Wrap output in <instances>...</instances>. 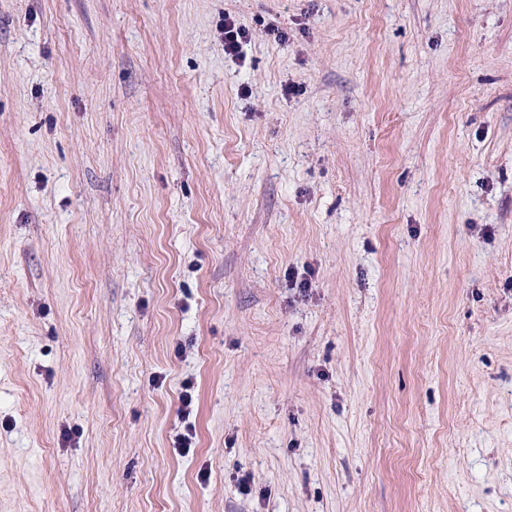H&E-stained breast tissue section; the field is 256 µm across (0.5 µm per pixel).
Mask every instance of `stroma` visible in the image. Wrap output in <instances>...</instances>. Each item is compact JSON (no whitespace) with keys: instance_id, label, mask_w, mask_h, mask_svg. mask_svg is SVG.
<instances>
[{"instance_id":"stroma-1","label":"stroma","mask_w":512,"mask_h":512,"mask_svg":"<svg viewBox=\"0 0 512 512\" xmlns=\"http://www.w3.org/2000/svg\"><path fill=\"white\" fill-rule=\"evenodd\" d=\"M0 512H512V0H0ZM247 38L245 27L238 24L230 16L224 19V52L227 55H238L242 48V43Z\"/></svg>"}]
</instances>
